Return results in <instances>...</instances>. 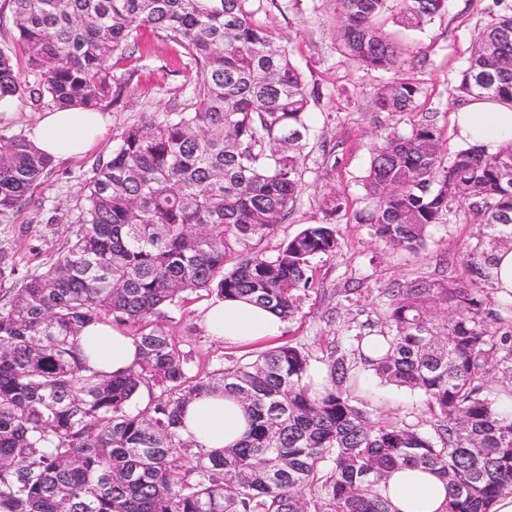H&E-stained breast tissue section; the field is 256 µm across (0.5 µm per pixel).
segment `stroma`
Returning <instances> with one entry per match:
<instances>
[{
	"label": "stroma",
	"instance_id": "stroma-1",
	"mask_svg": "<svg viewBox=\"0 0 512 512\" xmlns=\"http://www.w3.org/2000/svg\"><path fill=\"white\" fill-rule=\"evenodd\" d=\"M496 10L495 0H448L447 12L424 29L406 32L386 22V30L411 47L405 65L393 74L357 67L338 53L335 0H264L258 21L269 24L278 43L290 47L293 62L317 98L309 111L302 189L281 223L267 237L253 240L250 250L273 256L303 225L335 224L339 249L313 260V285L277 339L278 344L309 352L313 376L326 373L322 356L329 343L347 342L360 325L383 322L392 289L419 278H462L458 259L476 230L472 214L457 210L446 223L430 226L426 247L415 253L375 238L370 226L357 223L355 216L368 205L360 179L369 167L376 137L392 130L408 133L414 119L410 113L376 112L373 100L379 88L397 75L415 81L422 89L419 111L435 112L447 147L456 148L455 76L470 55L475 34ZM113 72L119 94L103 106L110 123L101 143L82 157L54 162L51 174L7 223H0V248L7 249L20 273L41 272L45 262L65 248L92 170L111 156L121 131L144 114L176 112L188 101L187 71L165 32L144 29L135 53L119 60ZM329 193L347 201L331 217L322 204ZM214 298L206 291L189 294L184 303L167 310L163 321L174 341L191 355L192 369L201 373L259 352L255 346L227 347L206 336L200 318ZM363 398L377 415L421 425L429 421L419 392L375 379Z\"/></svg>",
	"mask_w": 512,
	"mask_h": 512
}]
</instances>
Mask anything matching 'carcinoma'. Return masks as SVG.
<instances>
[{"label": "carcinoma", "instance_id": "obj_1", "mask_svg": "<svg viewBox=\"0 0 512 512\" xmlns=\"http://www.w3.org/2000/svg\"><path fill=\"white\" fill-rule=\"evenodd\" d=\"M15 48L33 83L0 48V98L101 109L113 60L144 26L186 58L194 103L145 115L100 161L65 250L0 298V512H392L380 493L392 469L426 468L448 483L447 512H490L512 491V389L484 395L489 364L512 349V302L492 303L495 253L512 246V140L494 154L442 150L425 115L375 145L362 216L395 249L416 252L454 209L480 219L462 255L465 283L418 279L392 292L384 328L356 348L326 347V383L310 355L282 345L191 374L159 319L186 293L245 298L288 321L336 227L308 224L273 257L232 247L271 233L301 183L311 97L291 52L258 22L261 0H10ZM446 0H336L337 43L352 63L402 67L409 49L383 24L420 29ZM475 38L456 77L462 97L512 101V4ZM421 88L385 85L378 112H414ZM53 160L24 135H0V216L48 175ZM131 330L140 358L119 374L87 363L81 330ZM421 391L432 429L372 418L352 396L356 364ZM222 389L244 404V439L210 454L183 437L184 404Z\"/></svg>", "mask_w": 512, "mask_h": 512}]
</instances>
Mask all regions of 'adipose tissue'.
<instances>
[{
  "instance_id": "1",
  "label": "adipose tissue",
  "mask_w": 512,
  "mask_h": 512,
  "mask_svg": "<svg viewBox=\"0 0 512 512\" xmlns=\"http://www.w3.org/2000/svg\"><path fill=\"white\" fill-rule=\"evenodd\" d=\"M458 134L488 154L512 138V102L494 98H468L453 113ZM109 119L100 112L80 108L45 112L28 138L53 159L83 155L93 149L107 130ZM201 323L208 336L225 345L264 342L280 336L283 320L272 310L242 299L215 300ZM81 345L89 366L106 374L128 368L137 358L139 342L125 329L108 323L86 327ZM184 437L204 448L221 450L239 442L248 429L241 403L216 391L193 399L186 406ZM393 512H445L446 482L435 471L404 469L393 472L382 485Z\"/></svg>"
}]
</instances>
